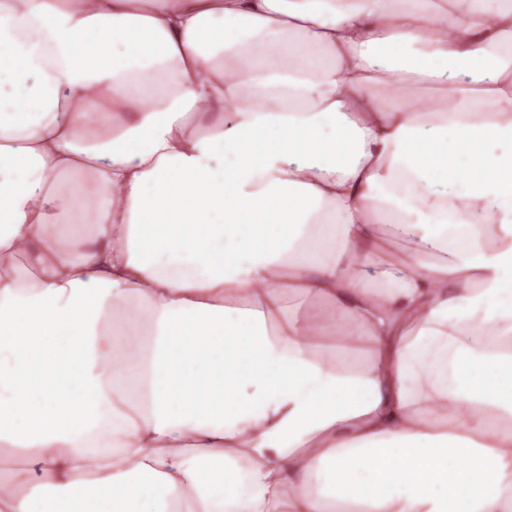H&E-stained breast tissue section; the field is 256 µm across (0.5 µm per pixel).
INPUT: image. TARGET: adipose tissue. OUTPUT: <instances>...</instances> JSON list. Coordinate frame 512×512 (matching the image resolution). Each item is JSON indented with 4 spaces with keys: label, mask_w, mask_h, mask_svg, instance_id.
Here are the masks:
<instances>
[{
    "label": "adipose tissue",
    "mask_w": 512,
    "mask_h": 512,
    "mask_svg": "<svg viewBox=\"0 0 512 512\" xmlns=\"http://www.w3.org/2000/svg\"><path fill=\"white\" fill-rule=\"evenodd\" d=\"M0 444V512H512V0H0Z\"/></svg>",
    "instance_id": "obj_1"
}]
</instances>
